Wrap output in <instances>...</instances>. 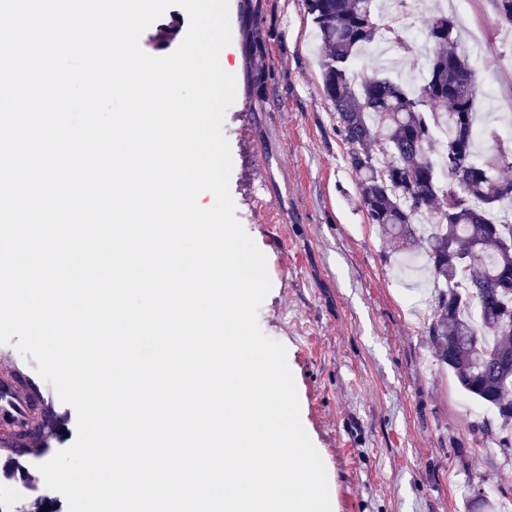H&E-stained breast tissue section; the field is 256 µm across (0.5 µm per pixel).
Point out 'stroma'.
<instances>
[{"label":"stroma","instance_id":"35a3bbf8","mask_svg":"<svg viewBox=\"0 0 512 512\" xmlns=\"http://www.w3.org/2000/svg\"><path fill=\"white\" fill-rule=\"evenodd\" d=\"M462 47L477 45L478 124L512 121V27L493 0H440ZM228 59L236 78L223 132L233 158L236 216L266 257L271 290L258 323L286 348L301 423L328 476L331 512H470L482 487L512 512V454L496 413L469 400L427 333L435 299L417 264L368 224L357 178L321 89L315 26L304 0H229ZM390 14L412 41L392 78L421 83L426 12L394 0ZM261 27V42L250 41ZM183 34L162 15L141 35L164 57ZM262 69L266 83L251 88ZM43 459L13 464L0 449V485L21 512H68L46 491Z\"/></svg>","mask_w":512,"mask_h":512}]
</instances>
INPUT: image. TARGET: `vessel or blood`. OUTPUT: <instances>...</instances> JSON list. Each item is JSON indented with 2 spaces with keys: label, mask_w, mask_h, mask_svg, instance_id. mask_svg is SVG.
<instances>
[{
  "label": "vessel or blood",
  "mask_w": 512,
  "mask_h": 512,
  "mask_svg": "<svg viewBox=\"0 0 512 512\" xmlns=\"http://www.w3.org/2000/svg\"><path fill=\"white\" fill-rule=\"evenodd\" d=\"M65 426L55 393L32 361L0 344V447L34 454L52 447Z\"/></svg>",
  "instance_id": "vessel-or-blood-1"
}]
</instances>
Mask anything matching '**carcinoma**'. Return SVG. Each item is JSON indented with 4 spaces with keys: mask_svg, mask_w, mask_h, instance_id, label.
Returning <instances> with one entry per match:
<instances>
[{
    "mask_svg": "<svg viewBox=\"0 0 512 512\" xmlns=\"http://www.w3.org/2000/svg\"><path fill=\"white\" fill-rule=\"evenodd\" d=\"M378 0H305L322 52V90L335 112L361 209L395 242L433 230L423 251L441 286L428 325L439 360L463 392L512 427V151L475 149L476 71L459 51L454 22L427 21V76L417 85L356 61L381 35ZM444 121L440 143L432 124Z\"/></svg>",
    "mask_w": 512,
    "mask_h": 512,
    "instance_id": "cac0c4a2",
    "label": "carcinoma"
}]
</instances>
